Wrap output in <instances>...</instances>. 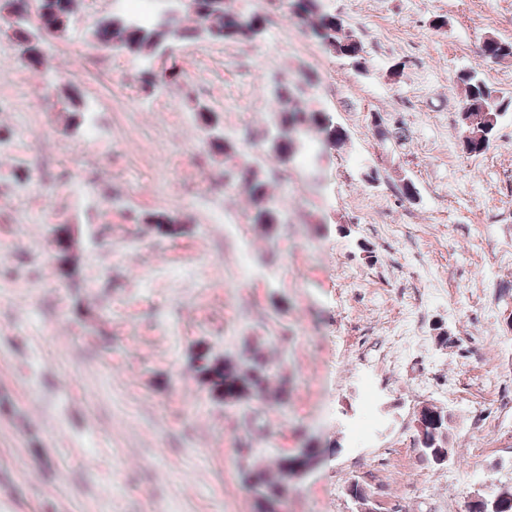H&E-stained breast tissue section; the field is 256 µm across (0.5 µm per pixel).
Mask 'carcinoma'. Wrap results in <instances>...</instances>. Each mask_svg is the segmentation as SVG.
I'll list each match as a JSON object with an SVG mask.
<instances>
[{
    "mask_svg": "<svg viewBox=\"0 0 512 512\" xmlns=\"http://www.w3.org/2000/svg\"><path fill=\"white\" fill-rule=\"evenodd\" d=\"M178 9L167 18L161 16L151 25H141L124 14H112L99 19L92 30L93 45L123 53L144 64L152 60L164 47L173 43L196 42L210 37L213 42L226 45L254 41L266 28L267 15L262 9L241 11L236 0H177ZM289 14L305 25L311 37L325 44L329 52L349 60L356 69L366 65L363 47L343 21L322 11L321 0H288ZM77 0H0V26L17 47L21 61L37 68L45 58L47 34L62 31L66 37L73 31ZM483 56L495 63L512 60V41L490 36L484 41ZM144 85L155 90L157 83L177 77L174 68H165L155 74L143 69ZM463 85L461 115L465 126L464 153L477 156L484 153L493 141L501 117L512 110V97L489 83L483 73L472 67L460 73ZM272 91L273 109L269 129L263 140V151L276 166L262 168L244 159L225 171L224 181L241 188L249 203V221L259 227L269 240L275 238L277 225L282 223L281 210L276 205L272 189L278 179L276 171L286 172L297 154L305 147L311 130L324 135L332 146H341L346 138L344 129L332 122L327 113L308 107L304 103L306 89L316 84L308 76L294 83L286 76H275ZM68 128L77 130L84 122V112L77 96L67 97ZM195 121L201 130L211 128L214 138L201 139L202 149L222 154L226 159L240 155L237 140L221 133V119L216 111L203 104L195 108ZM145 223L165 237H177L184 228L167 214L154 213L145 217ZM194 372L220 403H239L249 399L272 401L284 408L288 406V388L277 366L262 348L250 350L244 358L217 356L210 350L197 352L193 360ZM427 440L421 447L422 455L437 448L455 454L449 447L448 421L440 417L436 433L424 431ZM323 451L308 446L299 454L276 453L266 463L252 461L250 449L241 457L243 474L252 483L247 489L252 494L284 500L288 482L297 466L318 464Z\"/></svg>",
    "mask_w": 512,
    "mask_h": 512,
    "instance_id": "obj_1",
    "label": "carcinoma"
}]
</instances>
